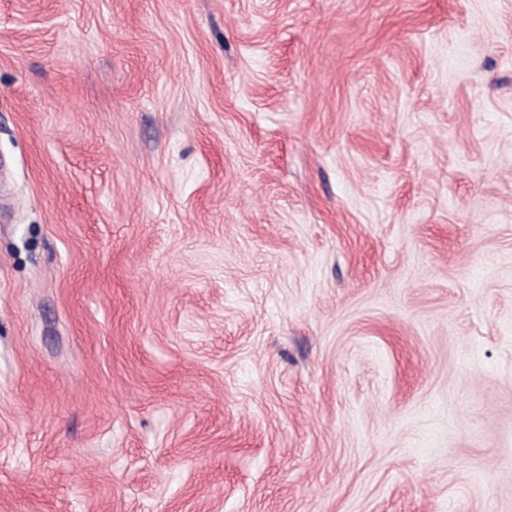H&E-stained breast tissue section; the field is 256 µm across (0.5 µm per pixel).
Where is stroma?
<instances>
[{
	"mask_svg": "<svg viewBox=\"0 0 512 512\" xmlns=\"http://www.w3.org/2000/svg\"><path fill=\"white\" fill-rule=\"evenodd\" d=\"M0 512H512V0H0Z\"/></svg>",
	"mask_w": 512,
	"mask_h": 512,
	"instance_id": "35a3bbf8",
	"label": "stroma"
}]
</instances>
